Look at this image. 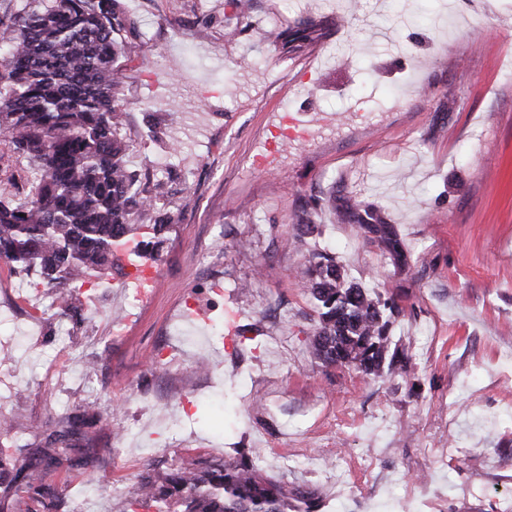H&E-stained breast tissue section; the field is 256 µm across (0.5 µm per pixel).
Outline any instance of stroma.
Segmentation results:
<instances>
[{
  "mask_svg": "<svg viewBox=\"0 0 512 512\" xmlns=\"http://www.w3.org/2000/svg\"><path fill=\"white\" fill-rule=\"evenodd\" d=\"M122 4L139 33L121 135L144 183L168 181L175 225L141 267L74 284L73 314L0 261V411L99 417L84 465L50 479L65 512H131L142 475L203 448L255 453L320 512H512V0H253L233 42L232 0ZM168 103L207 115L177 152ZM286 104L304 137L277 138ZM329 195L382 209L408 267L329 211L300 229ZM316 249L396 299L406 374L310 356ZM207 284L219 309L186 312Z\"/></svg>",
  "mask_w": 512,
  "mask_h": 512,
  "instance_id": "stroma-1",
  "label": "stroma"
}]
</instances>
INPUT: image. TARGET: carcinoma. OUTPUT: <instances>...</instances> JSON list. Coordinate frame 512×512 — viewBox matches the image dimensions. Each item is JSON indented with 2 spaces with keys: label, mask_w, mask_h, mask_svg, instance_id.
<instances>
[{
  "label": "carcinoma",
  "mask_w": 512,
  "mask_h": 512,
  "mask_svg": "<svg viewBox=\"0 0 512 512\" xmlns=\"http://www.w3.org/2000/svg\"><path fill=\"white\" fill-rule=\"evenodd\" d=\"M135 22L120 0H27L11 20H0V162L25 159L34 179L20 190L16 175L0 168V260L13 270L40 274L69 313L72 285L99 277L122 248L138 259L158 242L137 239L136 217L157 209L167 183L143 186L131 169L129 145L120 137L126 112L117 103L121 59ZM23 195L15 201L13 196ZM329 207L339 224L371 234L402 268L408 264L385 214L347 199L318 198L297 224L314 229V215ZM304 288L318 309L311 355L328 366L366 376L404 370L405 350L389 349L395 303L347 279L336 257L317 251ZM98 422L84 410L57 418L55 429L16 454L0 451V512H32L48 500L59 512L60 493L49 478L70 460L75 438ZM133 499L154 512H318L314 491L262 472L253 458L192 459L147 475Z\"/></svg>",
  "instance_id": "1"
}]
</instances>
